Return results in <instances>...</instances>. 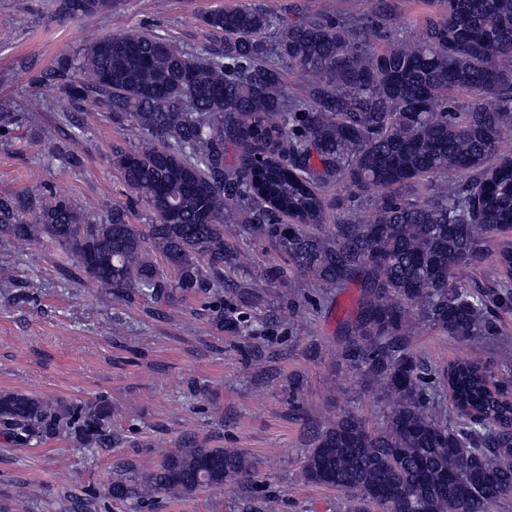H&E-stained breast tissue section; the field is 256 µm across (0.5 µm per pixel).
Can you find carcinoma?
Segmentation results:
<instances>
[{"label":"carcinoma","mask_w":512,"mask_h":512,"mask_svg":"<svg viewBox=\"0 0 512 512\" xmlns=\"http://www.w3.org/2000/svg\"><path fill=\"white\" fill-rule=\"evenodd\" d=\"M432 2L408 42L388 41L385 0L367 18L293 19L259 3L213 9L200 20L214 43L198 55L157 33L102 37L40 81L137 130L139 146L111 163L152 223H130L120 206L89 216L62 197H0V241L60 247L109 297L173 304L224 287V268L242 263L224 244L229 200L300 276L357 284L342 357L390 410L373 429L340 414L317 431L303 466L309 482L347 496V512H498L512 497V365L495 370L480 352L491 313L512 307V244L487 261L489 239L512 229V152L502 151L512 133V0ZM103 6L58 0L57 10L70 18ZM290 71L308 80L302 98L288 91ZM454 91L479 99L459 109ZM228 144L244 147L231 169ZM450 172L468 180L450 186ZM423 180L422 200L403 198ZM335 182L372 202L370 215L326 198ZM332 207L342 210L335 231L311 232ZM474 267L502 292L490 299L466 285L459 274ZM416 322L470 354L426 378L409 345ZM0 428L22 444L69 434L98 448L112 406L1 392ZM117 469L107 495L132 512L161 494L188 497L255 474L234 448L192 443L152 470L133 461Z\"/></svg>","instance_id":"cac0c4a2"}]
</instances>
